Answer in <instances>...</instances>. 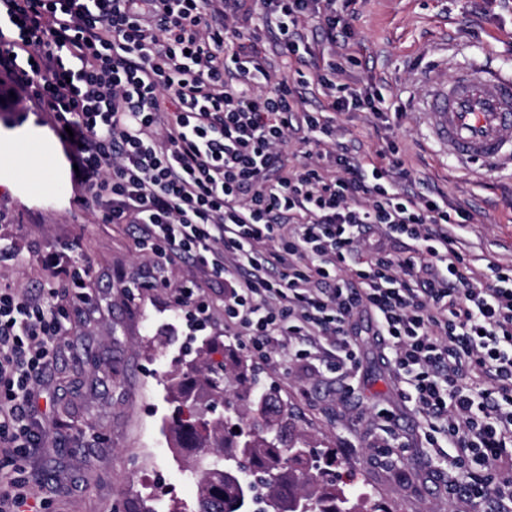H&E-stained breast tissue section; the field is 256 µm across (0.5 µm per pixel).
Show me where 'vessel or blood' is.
Segmentation results:
<instances>
[{"label": "vessel or blood", "instance_id": "b4317fda", "mask_svg": "<svg viewBox=\"0 0 512 512\" xmlns=\"http://www.w3.org/2000/svg\"><path fill=\"white\" fill-rule=\"evenodd\" d=\"M421 120L442 151L464 166L512 167V75L491 64L421 73Z\"/></svg>", "mask_w": 512, "mask_h": 512}]
</instances>
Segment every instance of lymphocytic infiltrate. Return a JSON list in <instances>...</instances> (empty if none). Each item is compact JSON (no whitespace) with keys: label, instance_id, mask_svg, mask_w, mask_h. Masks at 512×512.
<instances>
[{"label":"lymphocytic infiltrate","instance_id":"lymphocytic-infiltrate-1","mask_svg":"<svg viewBox=\"0 0 512 512\" xmlns=\"http://www.w3.org/2000/svg\"><path fill=\"white\" fill-rule=\"evenodd\" d=\"M356 2L0 0V72L72 129L76 204L133 225L157 265L223 279L224 325L260 358L284 341L305 363L327 344L354 371L368 317L427 443L455 451L449 496L512 512V262L476 269L471 213L411 189L396 140L374 161L348 145L340 115L389 120L381 89L348 81L359 59L335 49ZM318 43L313 77L292 76ZM310 81L324 100L311 110ZM55 297L0 289V457L21 472L46 439L29 406L63 329Z\"/></svg>","mask_w":512,"mask_h":512}]
</instances>
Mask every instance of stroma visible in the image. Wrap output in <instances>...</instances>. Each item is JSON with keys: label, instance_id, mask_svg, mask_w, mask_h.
<instances>
[{"label": "stroma", "instance_id": "35a3bbf8", "mask_svg": "<svg viewBox=\"0 0 512 512\" xmlns=\"http://www.w3.org/2000/svg\"><path fill=\"white\" fill-rule=\"evenodd\" d=\"M351 25L344 50L361 65L350 79L390 91L401 112L390 134L406 147L412 180H427L471 211V254L512 260L505 249L512 242V169L462 170L439 153L411 107L422 93L420 72L438 60L439 46H447L449 62L489 61L512 72V0H488L482 9L475 0H358ZM72 194L65 170L36 192L0 179V239L29 254L22 264L0 266V288L40 295L48 276L41 258L48 253L77 247L95 262L87 288L67 278L56 283L68 316L33 407L49 436L28 459L41 479V512H134L144 501L154 512L176 503L193 507L196 482L164 426L175 408L164 378L204 340L215 362L228 350L246 358L251 352L224 333L222 283L175 262L158 275L163 285H154L153 263L127 225L70 206ZM180 288L194 289L210 306L212 320L198 335L174 317ZM356 341L353 375L265 363L260 370L313 447L335 449L337 472L384 512H461L444 492L456 473L451 460L429 457L420 419L394 387L373 337L364 332ZM387 411L397 415L409 443L404 455L387 447L390 431L381 418Z\"/></svg>", "mask_w": 512, "mask_h": 512}]
</instances>
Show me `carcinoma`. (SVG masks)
<instances>
[{
  "instance_id": "1",
  "label": "carcinoma",
  "mask_w": 512,
  "mask_h": 512,
  "mask_svg": "<svg viewBox=\"0 0 512 512\" xmlns=\"http://www.w3.org/2000/svg\"><path fill=\"white\" fill-rule=\"evenodd\" d=\"M178 403L168 430L177 450L192 455L197 481L191 512H375L335 474L336 452L308 453L309 436L291 423L288 403L265 388L235 354L216 366L201 356L169 378ZM235 403L224 423L211 413Z\"/></svg>"
}]
</instances>
